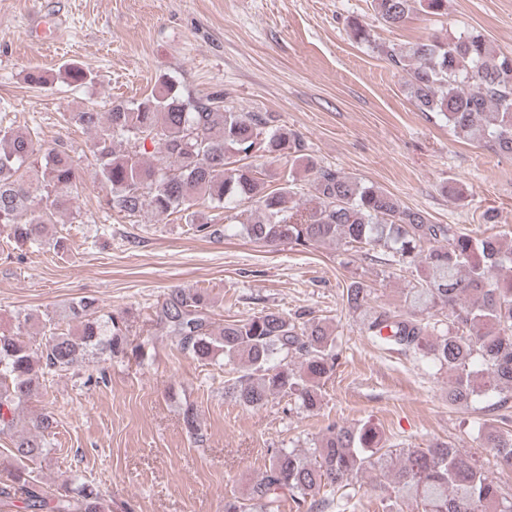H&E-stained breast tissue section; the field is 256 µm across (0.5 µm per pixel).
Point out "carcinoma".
Instances as JSON below:
<instances>
[{"label": "carcinoma", "mask_w": 512, "mask_h": 512, "mask_svg": "<svg viewBox=\"0 0 512 512\" xmlns=\"http://www.w3.org/2000/svg\"><path fill=\"white\" fill-rule=\"evenodd\" d=\"M373 11L389 27L413 13L448 15V0H372ZM353 41L377 52L405 74L407 96L422 112H434L452 135L494 153L512 154V54L496 53L477 31L424 42L380 45L370 30L349 22ZM91 74L76 64L63 67V83L82 86ZM70 119L94 133L92 152L97 179L106 187L109 210L157 216L180 213L195 231L208 229V217L193 210L203 200L214 209L240 201L255 209L229 223L257 244L304 248L342 242L373 253L384 249L408 267L423 264L415 284L402 291L405 313L369 306L370 291L353 281L343 300L364 314L363 328L384 347L412 354L448 371V404L468 406L481 398L472 380L485 373L497 378L499 401L512 399V248L492 237L478 238L454 224H435L428 215L403 205L394 194L369 186L344 171L307 161L310 190L317 205L297 216L288 203L296 195L289 173L275 189L256 167L239 163L261 151L279 159L304 158L303 144L270 115L238 112L220 95L184 96L164 78L160 89L133 101L114 100L107 111L95 106ZM160 150L159 162L145 158L146 144ZM80 172L70 155L40 144L39 133L0 127V233L40 247L48 226L69 209ZM448 310V322L432 309ZM76 332L58 331V321L26 313L14 329L0 334V435L10 440L9 478L0 482V509L11 512H134L133 505L104 498L94 483L74 473L47 491L35 466L50 454L46 437L57 420L51 412L36 419L35 432L15 435L20 410L45 377L103 357L148 356L152 341L130 340L122 313L103 312L93 299L68 306ZM40 324L30 333L29 322ZM156 323L181 348L200 360L235 366L238 376L224 395L241 406L262 407L272 396L290 397L312 411L321 406V388L336 370V336L325 322L298 321L279 311H262L221 325L207 315L206 291L177 292L156 312ZM483 445L512 469V432L485 420ZM378 431L368 425L326 426L311 455L274 448L260 479L242 498L224 501V512H281L291 497L296 512L332 507L320 498L326 488L346 485L375 464L385 469L386 453ZM390 472L401 497L418 502L422 512H512V493L491 479L472 457L451 446L409 448Z\"/></svg>", "instance_id": "1"}]
</instances>
